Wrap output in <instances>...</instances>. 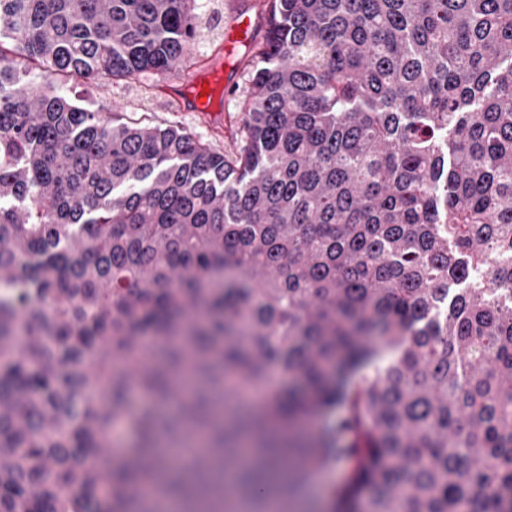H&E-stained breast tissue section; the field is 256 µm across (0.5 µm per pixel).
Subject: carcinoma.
<instances>
[{"instance_id":"obj_1","label":"carcinoma","mask_w":512,"mask_h":512,"mask_svg":"<svg viewBox=\"0 0 512 512\" xmlns=\"http://www.w3.org/2000/svg\"><path fill=\"white\" fill-rule=\"evenodd\" d=\"M213 10L0 0V500L195 512L194 428L263 449L245 512L294 458L287 503L347 459L334 512H512V0H266L228 156L66 94L197 64Z\"/></svg>"}]
</instances>
